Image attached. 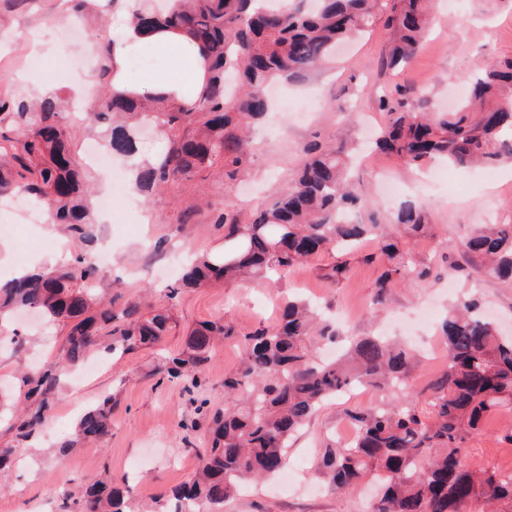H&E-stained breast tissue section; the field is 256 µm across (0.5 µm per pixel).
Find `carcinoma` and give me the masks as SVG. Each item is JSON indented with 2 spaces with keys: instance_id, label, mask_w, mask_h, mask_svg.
<instances>
[{
  "instance_id": "cac0c4a2",
  "label": "carcinoma",
  "mask_w": 512,
  "mask_h": 512,
  "mask_svg": "<svg viewBox=\"0 0 512 512\" xmlns=\"http://www.w3.org/2000/svg\"><path fill=\"white\" fill-rule=\"evenodd\" d=\"M292 0L271 7L266 0H137L134 23L149 34L167 29L199 49L208 70L195 102L170 97L134 100L112 90V45L102 47L101 93L86 116L94 123L120 116L110 128L109 148L127 156L135 150L140 106H153V121L167 141L164 153L140 167L136 187L191 180L200 170L222 164L235 181L252 162L247 131L270 111L268 84L301 81L336 51V44L374 29L391 32L382 63L409 64L426 39L434 0ZM426 93L402 92L379 100L386 121L375 150L399 156L411 168L439 159L452 167L492 168L512 160V57H502L471 80L469 97L447 111H422ZM73 127L54 96L31 101L0 94V195L22 191L43 206L55 224H67L79 240L94 237V218L84 175L70 153ZM356 148L307 143L298 170L274 201L245 217L226 201L211 210V223L224 228V251L195 257L178 284L186 288L229 283L240 277L265 279L330 248L351 256L370 239L364 260L379 265L374 304L382 305L393 282L427 283L431 265L398 245L402 238L431 229L425 208L404 203L393 223L375 219L373 201L349 184ZM462 270L474 281L512 284V224H483L468 236ZM20 308L38 310L65 332L60 360L24 378L25 397H40L39 409L17 425L19 438L40 421L55 397L60 372L80 363L111 337L104 350L123 354L157 343L172 322L169 311L130 303L121 311L97 298V268L82 257L66 267L40 270L0 284V319ZM475 294L460 297L441 325L447 362L421 391L411 386L418 367L405 346L368 334L349 341L339 358L317 356L320 341H342L335 324L307 300H289L278 322L238 335L224 319L190 330L183 354L171 359L167 375L185 388L199 386L198 369L214 337L239 336L242 367L224 377V408L210 413L205 447L191 480L174 493V512H222L224 503L247 483L288 464L290 442L328 401L354 385H367L380 402L344 411L355 431L352 442L329 443L318 473L340 492L373 483L379 493L370 512H471L478 501L512 512V468L472 469L470 442L486 420L512 411V340L500 336L480 312ZM111 408L104 399L79 418L76 441L108 434ZM74 499V512H124L119 483L87 485Z\"/></svg>"
}]
</instances>
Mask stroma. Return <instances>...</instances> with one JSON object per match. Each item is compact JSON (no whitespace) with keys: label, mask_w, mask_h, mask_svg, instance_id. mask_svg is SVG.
<instances>
[{"label":"stroma","mask_w":512,"mask_h":512,"mask_svg":"<svg viewBox=\"0 0 512 512\" xmlns=\"http://www.w3.org/2000/svg\"><path fill=\"white\" fill-rule=\"evenodd\" d=\"M0 15L8 20L0 28V91L35 95L46 85L40 68L30 63L34 36L39 50L51 52L53 58L88 59L82 77L96 79L89 37L114 16L107 0H99L96 12L84 14L62 9L60 0H0ZM388 39L385 29L375 28L350 43L347 53L337 55L321 71L286 86L284 97L291 101V110L281 111L277 133L257 139L251 168L235 186H225L219 169L212 168L189 186L177 184L134 202L115 200L110 223L98 225L96 243L81 252L90 258L106 246L118 252L111 267L100 268L97 281L113 307L141 299L167 303L174 323L156 347L110 358L94 352L89 356L98 365L94 374L80 380L62 375L57 398L33 437L18 440L7 423L0 422V448H15L18 460L17 467L0 475V512H64L66 494L110 476L120 479L128 512H170L173 489L187 482L198 467L194 447L201 444L208 428V418L198 406L205 400L210 408L223 407L224 376L241 366L237 339H222L212 346L201 368L198 388L189 392L180 382L167 379L162 373L165 356L184 349L187 331L197 323L221 317L244 334L259 324L273 323L282 302L301 295L336 317L342 335L358 336L374 329L378 266L353 261L350 272L333 282L326 277L337 260L330 251L291 268L274 282L257 279L188 290L173 302L164 291L178 281V274L162 271L145 278L138 271L144 256L159 244L170 255L222 250L224 231L210 224L208 213H201L193 224L178 223V213L203 199L218 207L229 199L247 212L264 206L286 187L305 141L357 139L363 121L383 124L385 115L377 100L395 86L427 90L433 103L447 106L492 58L512 56V9L498 0H460L458 11L453 12L446 0H440L426 42L407 68L398 71L379 64ZM379 167L389 168L398 181L410 185L409 199L428 209L430 235L403 240L402 245L433 262L437 274L428 284L396 280L385 302V325H393L396 316L431 309V323L402 334L401 339L422 350L442 347L437 328L449 302L475 291L501 332L512 336V286L492 279L475 282L452 277L442 263L443 252L460 251L475 225L512 224V171L500 166L496 181L491 182L483 169L451 168L442 189L427 191L418 185L421 172L396 155H372L354 179L359 191L373 197L376 219L383 224L390 222L401 201L379 198L375 173ZM3 224L14 225L15 230L0 232V242L11 245L8 264L0 265L1 276L9 266L31 264L50 253L60 254L62 262L69 263L78 252L69 234L50 222L27 224L18 215L0 210ZM39 325L37 313L26 311L0 328V388L9 394H23L19 380L23 369L38 370L56 359L62 339L47 337ZM103 399L112 405L109 433L60 454L78 416ZM354 403L349 394L329 402L294 438L288 459L296 471L292 488L282 489L275 479L251 484L225 503L223 512H368L369 503L362 495L336 491L315 475L322 448L337 439L345 421L343 410ZM505 422L502 415L486 422L468 459L472 468H512V447L499 437Z\"/></svg>","instance_id":"obj_1"}]
</instances>
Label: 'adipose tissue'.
<instances>
[{
	"label": "adipose tissue",
	"instance_id": "1",
	"mask_svg": "<svg viewBox=\"0 0 512 512\" xmlns=\"http://www.w3.org/2000/svg\"><path fill=\"white\" fill-rule=\"evenodd\" d=\"M120 35L112 59V86L133 96L166 94L184 97L195 94L206 79V69L195 46L187 38L158 30L140 32L128 14L117 17ZM162 58L163 64L150 76L134 81L129 77V59L133 55Z\"/></svg>",
	"mask_w": 512,
	"mask_h": 512
}]
</instances>
